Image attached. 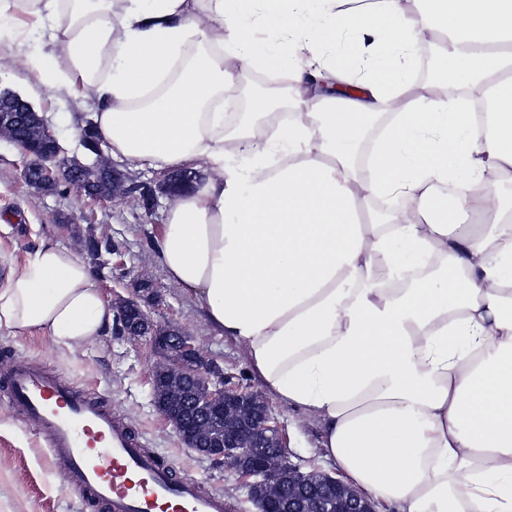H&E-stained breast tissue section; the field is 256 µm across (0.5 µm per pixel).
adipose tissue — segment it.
Instances as JSON below:
<instances>
[{"label": "adipose tissue", "mask_w": 512, "mask_h": 512, "mask_svg": "<svg viewBox=\"0 0 512 512\" xmlns=\"http://www.w3.org/2000/svg\"><path fill=\"white\" fill-rule=\"evenodd\" d=\"M416 2L0 0V67L92 104L112 158L208 169L154 252L356 490L397 512H512V0ZM350 33L367 67L340 96L329 76L351 70L318 50ZM427 33L449 89L492 96L484 126L457 95H410ZM229 58L289 72L296 118L268 122L258 96L225 131ZM379 117L364 178L351 156ZM448 186L488 224L447 223L430 199ZM371 195L397 201L389 223L362 220ZM112 321L91 265L53 243L0 288L13 336L75 352Z\"/></svg>", "instance_id": "obj_1"}]
</instances>
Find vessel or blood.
I'll use <instances>...</instances> for the list:
<instances>
[{"mask_svg":"<svg viewBox=\"0 0 512 512\" xmlns=\"http://www.w3.org/2000/svg\"><path fill=\"white\" fill-rule=\"evenodd\" d=\"M15 412L37 421L47 459L63 465L74 492L104 512H228L222 495L173 480L157 455L107 405L68 379L29 364L0 373Z\"/></svg>","mask_w":512,"mask_h":512,"instance_id":"obj_1","label":"vessel or blood"}]
</instances>
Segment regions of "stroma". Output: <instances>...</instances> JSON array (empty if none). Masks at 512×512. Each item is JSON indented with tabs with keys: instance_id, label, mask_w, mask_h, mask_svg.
Wrapping results in <instances>:
<instances>
[{
	"instance_id": "1",
	"label": "stroma",
	"mask_w": 512,
	"mask_h": 512,
	"mask_svg": "<svg viewBox=\"0 0 512 512\" xmlns=\"http://www.w3.org/2000/svg\"><path fill=\"white\" fill-rule=\"evenodd\" d=\"M0 89L28 100L55 132L68 158L93 161L84 150L78 130L91 118L89 106L59 88L42 85L19 67L0 68ZM26 163L20 149L0 138V286L14 268L42 243L53 242L85 254L88 237L111 240L124 262L123 278L108 266H96L95 283L107 299L129 296L133 280L154 283L159 301L154 317L181 327L194 337L205 354L234 385L262 393L285 437L288 460L300 471L341 477L335 461L319 446L317 422L266 391L246 358L244 347L221 335L205 320L196 299L171 281L156 260L152 241L165 220L168 196H159L146 210L136 196L99 201L68 186L37 189L23 177ZM25 360L70 379L92 397L111 406L148 449L171 465L177 478L196 479L201 488L223 494L232 512H256L249 489L224 464L186 447L152 403L151 368L159 356L148 341L133 342L107 334L81 351L70 352L39 336L0 333V371ZM46 448L32 420L19 417L0 393V512H95L70 489L62 466L48 464Z\"/></svg>"
}]
</instances>
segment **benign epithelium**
<instances>
[{"mask_svg": "<svg viewBox=\"0 0 512 512\" xmlns=\"http://www.w3.org/2000/svg\"><path fill=\"white\" fill-rule=\"evenodd\" d=\"M5 96L17 104L16 115L9 118L1 112L0 125L7 122L13 129L18 126V114L33 108L15 94ZM42 129L43 140L50 146L47 151H40L19 133L9 141L24 156L34 158L43 183L65 182L82 191L83 183L72 175L54 132L45 123ZM147 295H155L153 283L141 280L134 283L131 296L112 303L115 330L128 340L147 338L160 352L161 360L151 371L152 386L163 377L172 387L162 396L152 392L153 405L184 444L224 463L249 489H258L257 512H332L338 495L345 496L340 512H375L369 498L327 473L300 474V487L293 491L288 477L297 469L288 461L282 429L266 402L253 392L225 387L219 368L192 337L154 321L141 304Z\"/></svg>", "mask_w": 512, "mask_h": 512, "instance_id": "benign-epithelium-1", "label": "benign epithelium"}]
</instances>
